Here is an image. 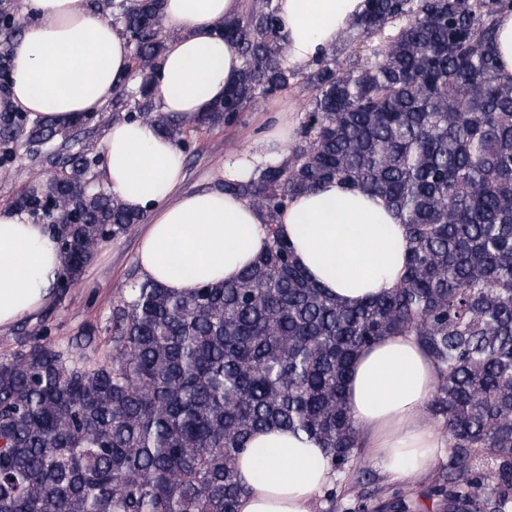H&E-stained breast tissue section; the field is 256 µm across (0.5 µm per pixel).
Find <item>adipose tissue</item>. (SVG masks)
Returning <instances> with one entry per match:
<instances>
[{
  "label": "adipose tissue",
  "instance_id": "1",
  "mask_svg": "<svg viewBox=\"0 0 512 512\" xmlns=\"http://www.w3.org/2000/svg\"><path fill=\"white\" fill-rule=\"evenodd\" d=\"M28 22L9 47L8 89L0 111L80 120L101 110L129 75L125 38L88 0H25ZM242 0H165L171 31L158 70L161 112L190 121L223 99L241 67L215 28ZM288 62L322 57L366 9V0H279ZM262 130L246 154L224 164L227 179L245 177L274 159L292 136L286 112ZM104 178L119 201L147 214L137 262L144 276L178 293L234 281L267 247L261 212L240 197L211 189L180 192L185 174L173 141L139 121L113 122L103 139ZM296 263L345 305L391 291L401 280L409 242L400 216L384 199L330 182L297 195L278 217ZM63 272L60 243L46 225L0 206V328L34 316L53 297ZM438 368L414 336L394 334L358 354L346 392L371 457L392 477L426 471L448 437L426 417ZM237 460L246 493L238 512H314L334 476L320 444L301 433L255 432Z\"/></svg>",
  "mask_w": 512,
  "mask_h": 512
}]
</instances>
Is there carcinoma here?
<instances>
[{
	"label": "carcinoma",
	"instance_id": "obj_1",
	"mask_svg": "<svg viewBox=\"0 0 512 512\" xmlns=\"http://www.w3.org/2000/svg\"><path fill=\"white\" fill-rule=\"evenodd\" d=\"M279 10L244 0L218 24L242 67L186 124L156 102L163 0H112L140 77L112 104L183 150L301 82L313 98L286 156L217 182L266 218L269 245L236 281L181 294L132 278L112 311L109 362L40 339L0 354V512H237L238 456L268 428L317 439L341 471L362 448L345 396L353 362L399 333L439 368L427 416L451 457L432 476L435 512H512V79L493 52L512 0H368L340 35L355 60L331 52L304 69L288 65ZM20 34L0 0V76ZM18 136L45 145L67 131L4 117L0 143ZM94 163L73 151L48 196L15 200L60 239L64 288L144 218L90 186ZM334 180L386 198L411 243L402 281L354 306L310 280L277 224L295 196ZM415 509L399 493L386 504Z\"/></svg>",
	"mask_w": 512,
	"mask_h": 512
}]
</instances>
